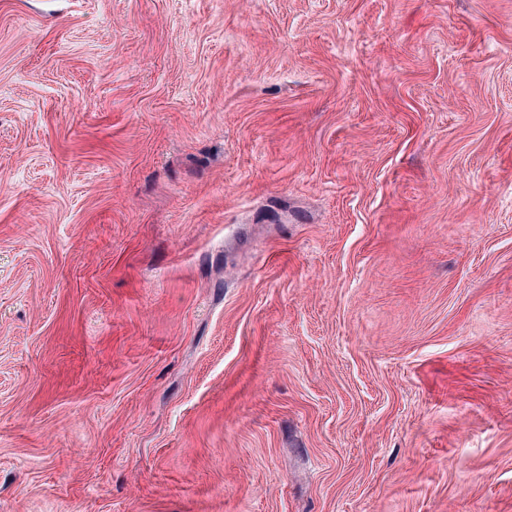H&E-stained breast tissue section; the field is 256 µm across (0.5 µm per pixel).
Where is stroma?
I'll return each instance as SVG.
<instances>
[{
	"label": "stroma",
	"instance_id": "35a3bbf8",
	"mask_svg": "<svg viewBox=\"0 0 512 512\" xmlns=\"http://www.w3.org/2000/svg\"><path fill=\"white\" fill-rule=\"evenodd\" d=\"M0 512H512V0H0Z\"/></svg>",
	"mask_w": 512,
	"mask_h": 512
}]
</instances>
